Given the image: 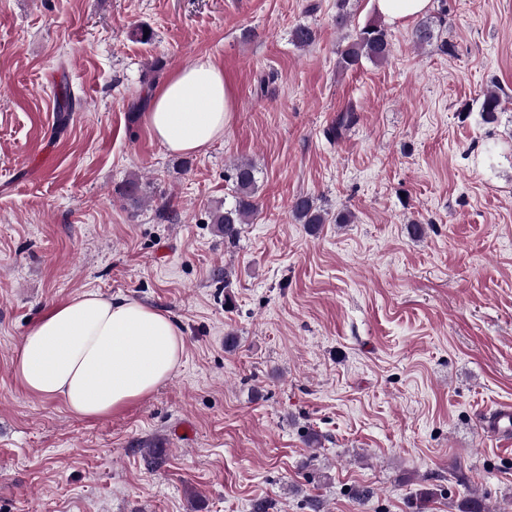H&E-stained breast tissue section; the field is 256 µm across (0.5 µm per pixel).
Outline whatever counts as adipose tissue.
I'll return each mask as SVG.
<instances>
[{
  "mask_svg": "<svg viewBox=\"0 0 512 512\" xmlns=\"http://www.w3.org/2000/svg\"><path fill=\"white\" fill-rule=\"evenodd\" d=\"M234 110L223 69L203 56L153 91L147 123L168 152L195 154L223 137ZM184 350L182 331L167 314L89 291L43 314L22 336L13 364L27 394L103 421L171 379Z\"/></svg>",
  "mask_w": 512,
  "mask_h": 512,
  "instance_id": "1",
  "label": "adipose tissue"
}]
</instances>
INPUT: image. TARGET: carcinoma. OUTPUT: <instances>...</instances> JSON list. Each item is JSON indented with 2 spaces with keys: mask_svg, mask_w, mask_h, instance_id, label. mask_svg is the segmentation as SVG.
Instances as JSON below:
<instances>
[{
  "mask_svg": "<svg viewBox=\"0 0 512 512\" xmlns=\"http://www.w3.org/2000/svg\"><path fill=\"white\" fill-rule=\"evenodd\" d=\"M291 41L300 49L312 46L316 41V31L305 24L297 25L291 32ZM392 52V41L387 29L377 23H368L351 37L345 48L339 51L338 67L343 71L357 68L362 60L373 63L387 60ZM506 100L495 89L485 90L479 98V114L486 123L497 120L498 113L505 110ZM357 122L356 109L349 106L336 118V123L327 129L329 139H337ZM231 179L235 184L234 203L217 209L210 214V223L224 235V242L233 244L239 237L241 225L247 224L255 214L254 202L256 172L248 162L233 165ZM291 213L296 221L316 228L328 221L326 212L316 206L307 195H297L291 204ZM458 512H491L486 507L485 498L476 489H467L466 494L456 503Z\"/></svg>",
  "mask_w": 512,
  "mask_h": 512,
  "instance_id": "1",
  "label": "carcinoma"
}]
</instances>
